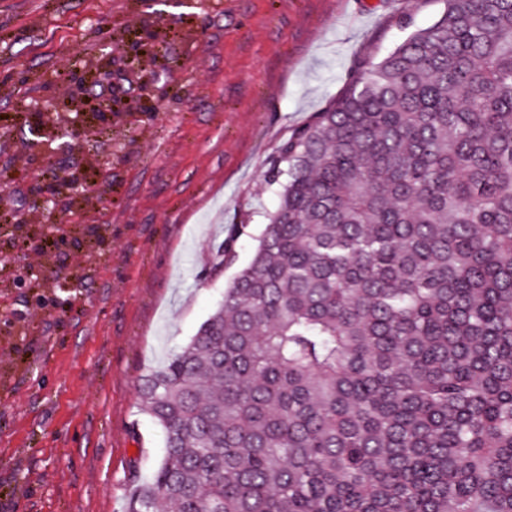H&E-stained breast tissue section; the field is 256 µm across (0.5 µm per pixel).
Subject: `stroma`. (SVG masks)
Listing matches in <instances>:
<instances>
[{"label": "stroma", "instance_id": "1", "mask_svg": "<svg viewBox=\"0 0 512 512\" xmlns=\"http://www.w3.org/2000/svg\"><path fill=\"white\" fill-rule=\"evenodd\" d=\"M444 0H0V512H125L163 454L144 374L194 336L273 211L269 160ZM411 28V29H412ZM118 51L100 69L98 45ZM112 84L113 112L89 104ZM46 104L43 112L31 103ZM84 120L61 152L54 124ZM41 135H34L33 127ZM79 174L63 231L37 190ZM236 258L213 268L245 210ZM76 282L62 291L60 279Z\"/></svg>", "mask_w": 512, "mask_h": 512}]
</instances>
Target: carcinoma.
Returning <instances> with one entry per match:
<instances>
[{
  "instance_id": "obj_1",
  "label": "carcinoma",
  "mask_w": 512,
  "mask_h": 512,
  "mask_svg": "<svg viewBox=\"0 0 512 512\" xmlns=\"http://www.w3.org/2000/svg\"><path fill=\"white\" fill-rule=\"evenodd\" d=\"M267 180L141 379L164 455L127 512H512V0H447Z\"/></svg>"
}]
</instances>
